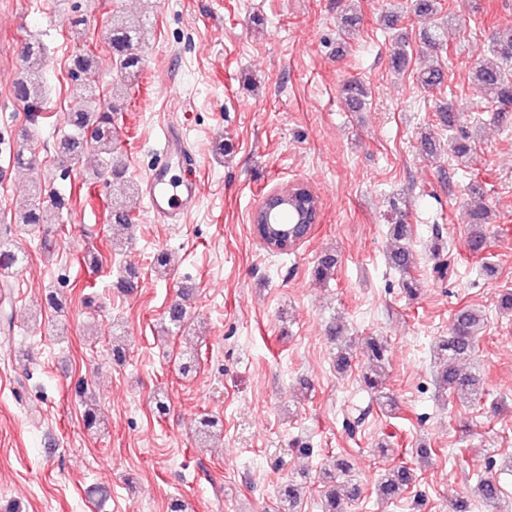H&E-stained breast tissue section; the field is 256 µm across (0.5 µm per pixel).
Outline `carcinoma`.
Masks as SVG:
<instances>
[{
    "label": "carcinoma",
    "mask_w": 512,
    "mask_h": 512,
    "mask_svg": "<svg viewBox=\"0 0 512 512\" xmlns=\"http://www.w3.org/2000/svg\"><path fill=\"white\" fill-rule=\"evenodd\" d=\"M451 21H440L423 30L422 39L428 46L438 48L445 41V31ZM143 33V23L133 21L125 16L113 15L112 24L107 34L108 45L119 62V79L111 83L109 102L105 105L96 98L92 77L95 74L96 58L90 51L79 53L70 61L69 74L72 81L73 94L77 105L65 117L66 130L62 135L58 153L61 157L73 159L87 148H92L107 160V166L94 173L95 177H105L112 187V194L126 197L133 193V188L126 178L125 164L116 154L113 146V129L115 113L121 111L124 101L129 95L133 82L138 77L141 59L135 52ZM489 52L500 60V63H486L476 67L475 85L484 95L500 105L512 103V77L506 68L512 63V29L496 33L492 38ZM24 69L21 77L14 85L15 98L23 106L27 120L34 121L42 112L45 97L43 72L47 66L44 47L38 42L26 44L23 50ZM443 71L431 66L419 72L418 80L425 90H433L443 82ZM342 95L348 105L359 109L365 104L368 92L366 85L359 80H350L342 85ZM16 165L20 168L32 166L34 156L29 148L26 137H20L15 153ZM42 186L35 183L31 187L27 202L14 212V222L24 226H35L48 223L47 212L51 209L60 210L65 206V198L57 195L46 203L41 200ZM490 211L478 205L467 212L470 230L466 238V249L469 253L480 255L487 248V237L483 225L489 223ZM392 239L390 251L391 264L399 271L406 273L414 264L413 253L405 244L408 236L407 225L397 220L389 228ZM23 257L11 244L0 241V275L9 273L21 264ZM337 260L332 254L320 258L314 270L315 276L322 282L333 279ZM169 324L179 330L186 318V306L181 302L173 303L168 311ZM483 316L472 308L460 309L452 322L448 336L437 343V355L440 370L437 380L441 387L450 390L459 397L476 399L480 394V379L477 375L459 370L455 362L471 353L478 339V330ZM368 366L363 379L366 386L378 391V400L382 406H394L387 394L379 391L380 379L385 374V347L378 339L370 337L366 340ZM412 474L409 468L397 466L382 475L378 485V496L383 500H391L404 492L411 484ZM477 496L489 508L496 505L499 499V487L496 481L482 473L476 474ZM279 497L283 512H296L297 488L288 484L280 488ZM324 512H345L342 506L340 490L331 485L325 491Z\"/></svg>",
    "instance_id": "obj_1"
}]
</instances>
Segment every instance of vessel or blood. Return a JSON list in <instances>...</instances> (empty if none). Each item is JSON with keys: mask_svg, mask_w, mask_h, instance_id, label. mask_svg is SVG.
<instances>
[{"mask_svg": "<svg viewBox=\"0 0 512 512\" xmlns=\"http://www.w3.org/2000/svg\"><path fill=\"white\" fill-rule=\"evenodd\" d=\"M161 161L145 180V194L153 214L165 224L185 223L200 193L196 179L188 177L175 180L173 165L190 162L188 147L176 127L167 126L162 131Z\"/></svg>", "mask_w": 512, "mask_h": 512, "instance_id": "obj_1", "label": "vessel or blood"}]
</instances>
